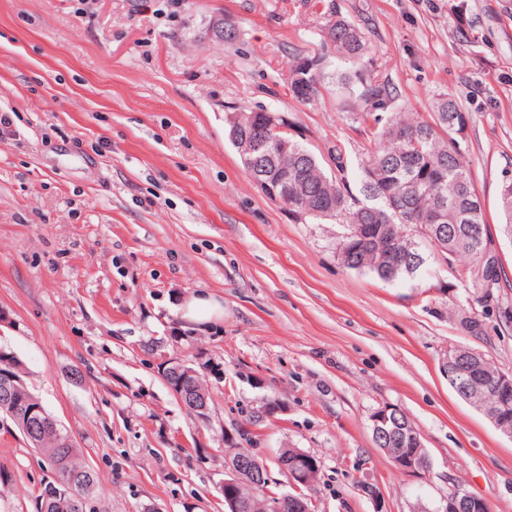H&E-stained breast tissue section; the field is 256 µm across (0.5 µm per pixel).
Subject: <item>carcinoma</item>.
<instances>
[{
    "mask_svg": "<svg viewBox=\"0 0 512 512\" xmlns=\"http://www.w3.org/2000/svg\"><path fill=\"white\" fill-rule=\"evenodd\" d=\"M321 32L323 44L336 60L350 65L346 70L328 71L326 55L300 57L288 68L291 96L306 103L321 95L329 83L336 85L342 108L358 112L357 119L373 126L372 139L363 146L366 161L355 166L345 146H331L327 158H318L299 135L250 123L239 107L226 118L228 132L248 137L258 150L242 158L250 177L275 182L288 168V196L283 204L306 222H334L339 227L336 251L348 268L368 273L386 283L408 281L424 272L416 258L436 264L448 263L463 287L480 300L499 299L489 289L506 287L498 258L491 257L484 203L474 184L460 148L466 120L452 98L434 103V117L427 121L410 112L390 111L396 100L391 84L367 69L370 47L351 21L330 19ZM288 142V157H279V146ZM499 207L506 230L512 233V178L502 181ZM366 227L363 236L355 225ZM460 325L474 336L483 332L477 317L458 310ZM475 379L490 385L500 376L483 356L464 359ZM0 368L18 378L10 401H0L20 432L28 428L25 408L41 401L31 391L20 360L12 351L0 350ZM43 429L27 438L33 449L53 470L54 477L40 484V512H82L73 486L81 485L101 498L100 478L82 449L49 412L42 416ZM403 431H394L386 445L387 455L407 448L405 437L418 433L407 419L399 418Z\"/></svg>",
    "mask_w": 512,
    "mask_h": 512,
    "instance_id": "obj_1",
    "label": "carcinoma"
}]
</instances>
